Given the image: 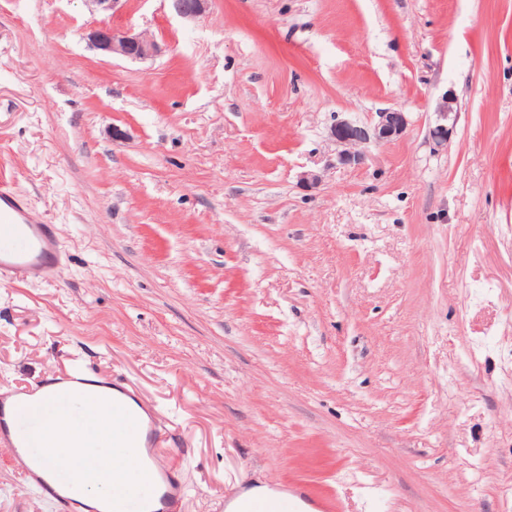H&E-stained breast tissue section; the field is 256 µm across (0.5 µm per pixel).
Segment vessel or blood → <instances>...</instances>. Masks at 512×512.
<instances>
[{
  "label": "vessel or blood",
  "mask_w": 512,
  "mask_h": 512,
  "mask_svg": "<svg viewBox=\"0 0 512 512\" xmlns=\"http://www.w3.org/2000/svg\"><path fill=\"white\" fill-rule=\"evenodd\" d=\"M66 265L53 225L36 217L14 190L11 181H0V287L6 288L26 280L58 281ZM85 372L78 371L64 378L51 377L31 388L0 390V438L6 439L21 468L23 483L38 488L47 499L58 505L60 512H96L85 507L71 482L58 475L35 455L29 431L23 423L24 408L33 396L50 400L64 395L65 384L86 383ZM137 433L146 437L148 453L143 467L152 479V492L126 504L121 512H181L183 487L179 476L155 447L163 426L157 417L137 425Z\"/></svg>",
  "instance_id": "b4317fda"
}]
</instances>
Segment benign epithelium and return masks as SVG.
<instances>
[{"instance_id": "7a95c632", "label": "benign epithelium", "mask_w": 512, "mask_h": 512, "mask_svg": "<svg viewBox=\"0 0 512 512\" xmlns=\"http://www.w3.org/2000/svg\"><path fill=\"white\" fill-rule=\"evenodd\" d=\"M90 9L103 16V20L88 33L89 41L100 51L112 56L129 59H144L160 52L159 45L152 39L128 31L112 28L106 20L122 0H85ZM177 17L193 21L203 16L210 0H169ZM456 117L452 101L448 100L439 112L437 124L431 130V138L439 147L448 143ZM408 127L405 113L395 109H383L374 113L367 123L342 119L331 131L336 143V163L360 165L367 158V146L371 143L384 144L401 138Z\"/></svg>"}]
</instances>
